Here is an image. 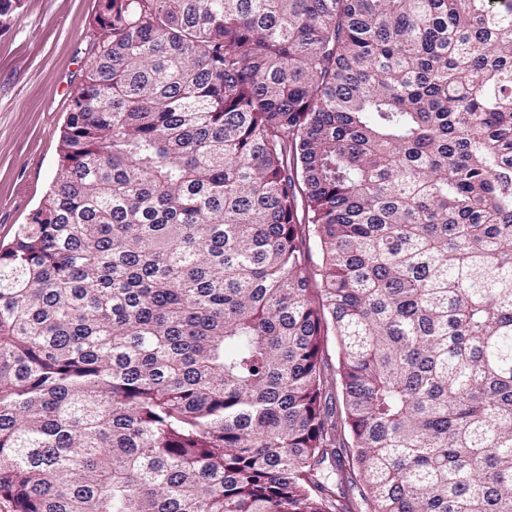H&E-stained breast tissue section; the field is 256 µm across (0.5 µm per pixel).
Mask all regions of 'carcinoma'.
I'll use <instances>...</instances> for the list:
<instances>
[{
    "label": "carcinoma",
    "instance_id": "cac0c4a2",
    "mask_svg": "<svg viewBox=\"0 0 512 512\" xmlns=\"http://www.w3.org/2000/svg\"><path fill=\"white\" fill-rule=\"evenodd\" d=\"M95 26L0 249V504L351 512L335 473L369 512H512V0Z\"/></svg>",
    "mask_w": 512,
    "mask_h": 512
}]
</instances>
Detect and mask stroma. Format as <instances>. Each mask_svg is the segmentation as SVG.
Listing matches in <instances>:
<instances>
[{
  "label": "stroma",
  "instance_id": "stroma-1",
  "mask_svg": "<svg viewBox=\"0 0 512 512\" xmlns=\"http://www.w3.org/2000/svg\"><path fill=\"white\" fill-rule=\"evenodd\" d=\"M99 0H21L0 29V245L42 201L73 92L86 74Z\"/></svg>",
  "mask_w": 512,
  "mask_h": 512
}]
</instances>
